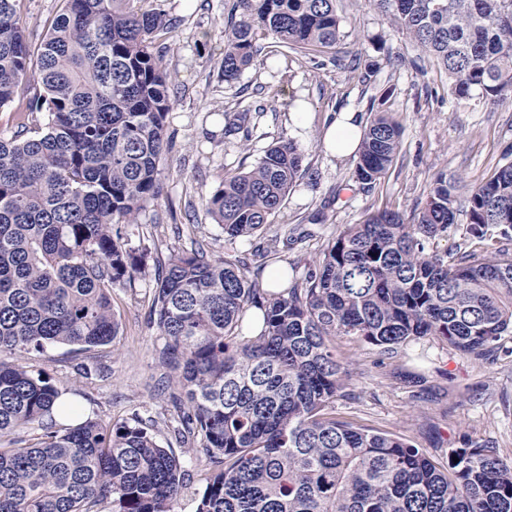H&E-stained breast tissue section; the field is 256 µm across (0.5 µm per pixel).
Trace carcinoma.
I'll return each mask as SVG.
<instances>
[{
	"mask_svg": "<svg viewBox=\"0 0 512 512\" xmlns=\"http://www.w3.org/2000/svg\"><path fill=\"white\" fill-rule=\"evenodd\" d=\"M0 0V351L44 353L110 344L120 323L112 285L132 282L146 253L130 224L160 195L169 77L153 51L172 22L138 0H62L31 50ZM336 0H234L224 29V81L255 65L257 40L334 49ZM448 73V93L486 105L512 98V0H374ZM400 128L381 112L355 177L370 189L392 165ZM302 173L292 142L246 172L224 175L204 206L229 240L250 238ZM470 235L512 238V162L465 197ZM455 182L439 174L417 213L381 211L349 224L307 273L271 290L246 264L200 248L158 262L153 322L175 373L168 399L178 439L213 470L195 512H512V463L486 445L438 466L401 437L336 414L347 371L333 339L355 336L391 359L434 337L487 358L512 335V252L428 251L455 223ZM263 313L259 334L244 325ZM52 379L0 361V438L37 424L28 447L0 445V512H174L189 474L137 416L56 429ZM459 462H454L452 457Z\"/></svg>",
	"mask_w": 512,
	"mask_h": 512,
	"instance_id": "1",
	"label": "carcinoma"
}]
</instances>
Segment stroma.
Returning <instances> with one entry per match:
<instances>
[{"mask_svg": "<svg viewBox=\"0 0 512 512\" xmlns=\"http://www.w3.org/2000/svg\"><path fill=\"white\" fill-rule=\"evenodd\" d=\"M230 4L159 0L174 23L161 46L173 101L165 118L168 147L160 198L122 228L148 258L133 282L112 287L121 320L117 338L89 351L58 345L25 360L30 370L67 388L83 414L115 422L139 416L161 444L174 447L191 474L175 512H195L210 466L204 455L179 446L177 413L161 391L170 372L159 362L163 341L149 319L157 260L195 243L232 260L249 256L256 241L289 237L292 245L275 263L299 277L346 225L382 210L410 214L438 173L459 179L465 191L512 161V101L487 106L449 95L444 70L373 0L337 3L340 48L355 54V66L339 68L327 53L295 52L267 38L258 42L256 65L228 83L222 65ZM60 6L61 0H23L30 45L40 43ZM344 110L365 126L383 110L400 127L396 158L372 189L355 178L357 156L339 158L324 148L327 126ZM241 111L249 116V137H225V125ZM288 140L303 154V172L280 211L256 238L225 240L203 199L225 171H246L267 146ZM335 346L349 371L337 412L402 437L440 463L449 449L470 443L495 448L512 462L511 337L487 360L431 337L410 342L387 360L364 342L339 338Z\"/></svg>", "mask_w": 512, "mask_h": 512, "instance_id": "35a3bbf8", "label": "stroma"}]
</instances>
